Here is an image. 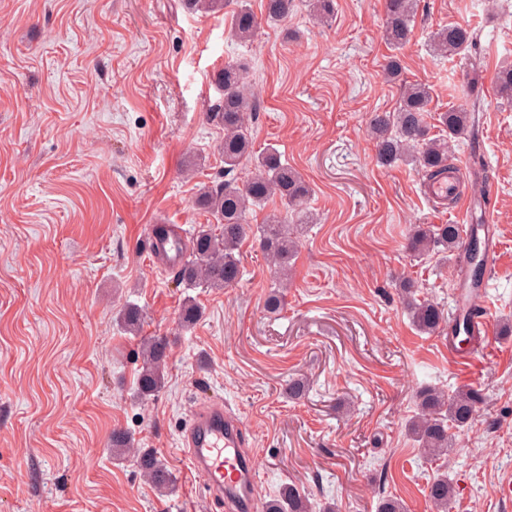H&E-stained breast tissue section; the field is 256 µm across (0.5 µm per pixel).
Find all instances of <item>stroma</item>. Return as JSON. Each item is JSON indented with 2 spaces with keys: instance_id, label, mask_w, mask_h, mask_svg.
I'll use <instances>...</instances> for the list:
<instances>
[{
  "instance_id": "1",
  "label": "stroma",
  "mask_w": 512,
  "mask_h": 512,
  "mask_svg": "<svg viewBox=\"0 0 512 512\" xmlns=\"http://www.w3.org/2000/svg\"><path fill=\"white\" fill-rule=\"evenodd\" d=\"M385 18V0H336L320 25L298 0L287 21L240 43L223 13L184 0H0V512H219L181 448L188 415L209 400L240 421L260 501L287 483L318 510L376 512L389 496L430 512L427 484L445 473L449 512H506L512 105L496 76L512 64V0H419L396 53L405 81L431 88L432 132L439 113L476 103L453 158L502 254L476 300L496 332L471 368L453 362L447 335L416 331L399 291L410 277L457 313L456 254L404 248L411 225L452 224L454 213L424 198L415 167L378 166L367 135L371 115L399 100L383 77L394 54ZM453 23L478 29L475 50L433 57L431 33ZM232 60L257 98L255 152L277 150L313 190L277 314L264 308L276 277L256 238L224 289L185 290L147 251L148 226L190 234L213 221L195 199L224 178V133L207 114ZM189 297L202 316L184 330ZM128 304L143 312L140 336L170 341L164 388L147 400L140 336L115 321ZM293 377L309 382L302 398L284 392ZM425 386L486 394L445 462L425 459L407 432ZM116 430L173 468L172 493L160 496L133 457H113Z\"/></svg>"
}]
</instances>
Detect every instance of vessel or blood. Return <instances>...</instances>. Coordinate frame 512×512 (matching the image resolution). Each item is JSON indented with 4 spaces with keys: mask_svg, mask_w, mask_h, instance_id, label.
<instances>
[{
    "mask_svg": "<svg viewBox=\"0 0 512 512\" xmlns=\"http://www.w3.org/2000/svg\"><path fill=\"white\" fill-rule=\"evenodd\" d=\"M461 169V164H452L447 178L425 182L424 192L430 201L441 203L450 200L455 210L464 212L470 209L468 195L459 189L458 173ZM478 235L484 238V265L492 267L500 250L494 225L465 224L461 242L469 244ZM181 237L177 229L164 238L150 235L152 263L169 270L177 268L181 257L175 249V242ZM239 432L238 420L225 414L223 404L214 403L192 417L181 443L213 504L225 508L226 512H256L259 499L255 464L253 458L242 450Z\"/></svg>",
    "mask_w": 512,
    "mask_h": 512,
    "instance_id": "1",
    "label": "vessel or blood"
}]
</instances>
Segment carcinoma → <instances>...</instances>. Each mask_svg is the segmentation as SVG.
I'll use <instances>...</instances> for the list:
<instances>
[{
	"instance_id": "carcinoma-1",
	"label": "carcinoma",
	"mask_w": 512,
	"mask_h": 512,
	"mask_svg": "<svg viewBox=\"0 0 512 512\" xmlns=\"http://www.w3.org/2000/svg\"><path fill=\"white\" fill-rule=\"evenodd\" d=\"M197 10L221 11L229 9L228 31L240 42H249L258 30L261 20L248 0H188ZM417 0H385L386 19L382 31L385 43L394 51L405 47L411 40ZM295 0H265V19L281 22L293 11ZM476 43V36L469 28L448 24L432 33L429 50L439 58L454 57L467 51ZM246 66L229 62L218 77L221 98L208 114L213 122L224 129L222 153L224 154V182L214 187L199 189L196 204L207 210L219 229L202 226L191 237L188 248L177 272V281L186 288H228L242 274L239 248L249 231L246 215L249 210L261 208L269 202L280 200L293 213H300V203L310 194L304 178L288 163L281 161L275 150L260 155L253 151L249 133L252 112L257 101L245 81ZM401 59L393 55L385 65L388 80L399 83L400 98L392 112H376L369 129L375 144L376 161L383 167L398 163H411L429 177L439 175L448 168V159L454 146L470 133V114L463 108H451L439 115L442 133L431 134L426 122V112L431 101L429 86L422 83L401 81ZM501 98L512 102V65L503 68L497 78ZM245 160L254 161L255 172L240 183L234 177ZM260 245L267 260L282 276L278 286L266 298V308L274 313L284 302V280L288 279L291 261L296 252V241L291 236L288 222L277 210L266 214L258 227ZM454 253L460 248V229L456 224H416L405 239V249L422 257L434 249ZM401 295L409 317L416 330L425 335L444 331L455 335L466 334L471 340L467 323L455 320L448 323V316L439 304L417 297L415 283L408 277L399 281ZM201 316L199 305L189 299L179 313L183 329L193 327ZM117 322L127 333L139 332L142 324L141 310L124 307ZM142 366L139 393L143 397L157 395L164 387L168 362V341L164 336H151L141 342ZM418 414L408 423L407 431L423 454L432 459H444L453 446L450 427L463 429L471 425L483 407L486 396L480 388H468L447 394L435 387H423L416 393ZM143 475L161 492L170 493L175 476L152 452L141 450L136 457ZM427 497L435 512H448L454 497V488L448 476L442 475L428 486ZM266 512H310L307 496L295 486L284 487L266 504Z\"/></svg>"
}]
</instances>
